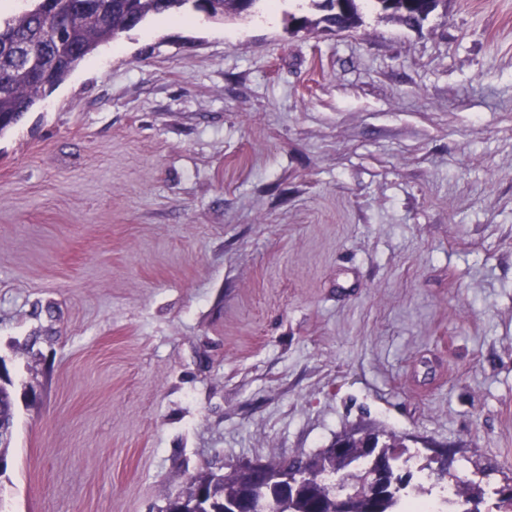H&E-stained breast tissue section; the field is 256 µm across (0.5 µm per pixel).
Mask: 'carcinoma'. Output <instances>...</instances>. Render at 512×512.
<instances>
[{
    "instance_id": "1",
    "label": "carcinoma",
    "mask_w": 512,
    "mask_h": 512,
    "mask_svg": "<svg viewBox=\"0 0 512 512\" xmlns=\"http://www.w3.org/2000/svg\"><path fill=\"white\" fill-rule=\"evenodd\" d=\"M269 0H32V6L12 15L0 16V134L16 126L34 105L43 100L87 56L100 46L118 39L148 19L187 9L201 11L209 18H223L252 11ZM323 12L319 22L345 31L360 20L362 3L377 8L386 18L408 27H419L443 0H309ZM13 382L6 365L0 366V416L14 419ZM271 473L294 482L311 471L318 475L317 492L282 496L278 484L265 478L257 485L259 512H336V500L353 484L363 485L356 498L355 512H398L402 500L413 492V474L396 475V485L371 506L372 466L358 458L350 464L348 478L338 479L344 465L335 457L319 453L307 458L268 460ZM459 490L456 504L471 512L468 504L483 499L480 485L460 477L450 481ZM205 493V512H225L237 498L236 472L222 474L202 470L191 476L180 491L190 507Z\"/></svg>"
}]
</instances>
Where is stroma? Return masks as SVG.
<instances>
[{
    "label": "stroma",
    "mask_w": 512,
    "mask_h": 512,
    "mask_svg": "<svg viewBox=\"0 0 512 512\" xmlns=\"http://www.w3.org/2000/svg\"><path fill=\"white\" fill-rule=\"evenodd\" d=\"M153 17L0 135V512H162L365 425L512 483V0ZM324 14L319 23L336 31L354 28L360 20V8L365 2L377 8L386 18L408 27H420L444 0H307ZM1 380L0 382V415L8 420L14 421V397L13 382L6 368L4 361L1 359ZM233 468L238 472L241 480L245 483L253 482L257 476L267 471V465L264 461H247L236 464ZM224 474H216L210 470H202L191 476L187 486L180 491V497H184L186 502L179 505L174 502V508H189L192 502L198 498L199 492L203 491L206 495L202 503H207L203 512H226L224 509L236 500L239 489L235 470L232 467L227 468Z\"/></svg>",
    "instance_id": "obj_1"
}]
</instances>
